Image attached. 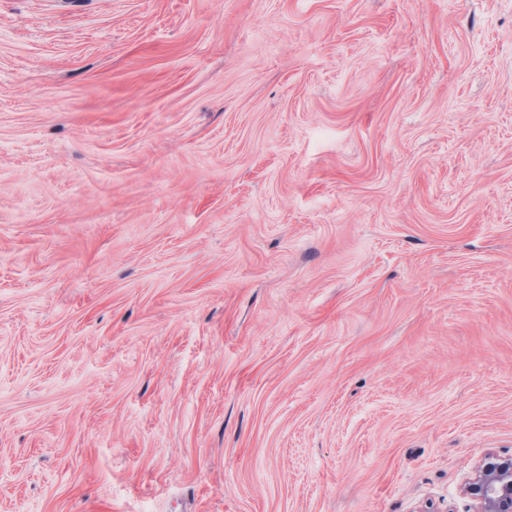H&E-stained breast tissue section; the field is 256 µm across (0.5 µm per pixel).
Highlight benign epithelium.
<instances>
[{"label": "benign epithelium", "instance_id": "obj_1", "mask_svg": "<svg viewBox=\"0 0 512 512\" xmlns=\"http://www.w3.org/2000/svg\"><path fill=\"white\" fill-rule=\"evenodd\" d=\"M467 492L475 512H512V457L489 454L470 479Z\"/></svg>", "mask_w": 512, "mask_h": 512}]
</instances>
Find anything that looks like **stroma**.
<instances>
[{
  "instance_id": "35a3bbf8",
  "label": "stroma",
  "mask_w": 512,
  "mask_h": 512,
  "mask_svg": "<svg viewBox=\"0 0 512 512\" xmlns=\"http://www.w3.org/2000/svg\"><path fill=\"white\" fill-rule=\"evenodd\" d=\"M512 456V0H0V512H474ZM467 492L475 512H512V457L489 454L470 479Z\"/></svg>"
}]
</instances>
